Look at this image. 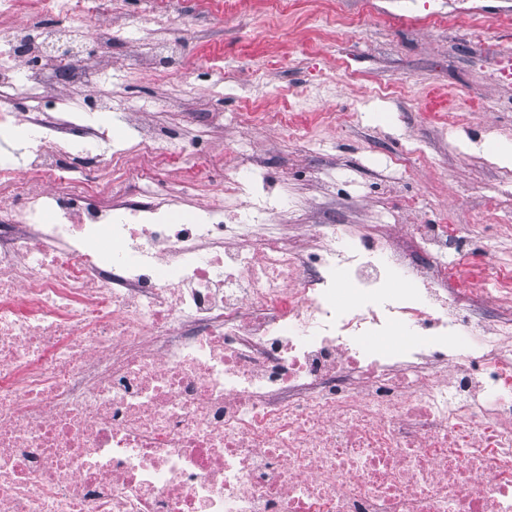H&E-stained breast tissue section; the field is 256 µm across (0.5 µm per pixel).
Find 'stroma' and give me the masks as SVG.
<instances>
[{
  "label": "stroma",
  "instance_id": "stroma-1",
  "mask_svg": "<svg viewBox=\"0 0 512 512\" xmlns=\"http://www.w3.org/2000/svg\"><path fill=\"white\" fill-rule=\"evenodd\" d=\"M95 28L120 34L110 52L86 42L83 66L113 141L122 130L166 127L210 164V182L186 187L183 166L165 154L131 155L126 171L160 192L180 189L179 211L197 213L249 156L253 180L273 197L299 202L287 232L309 248L304 225L328 201L340 224H382L402 237L419 221L452 224L445 263L468 260V276L512 225L501 182L512 167L488 143L512 146V0H88ZM187 41L182 61L149 68L155 44ZM220 112L219 125L206 123ZM269 112L303 129L247 125Z\"/></svg>",
  "mask_w": 512,
  "mask_h": 512
}]
</instances>
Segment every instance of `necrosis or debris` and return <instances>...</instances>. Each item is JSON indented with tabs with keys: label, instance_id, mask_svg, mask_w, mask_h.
Returning <instances> with one entry per match:
<instances>
[{
	"label": "necrosis or debris",
	"instance_id": "4bbe7bcc",
	"mask_svg": "<svg viewBox=\"0 0 512 512\" xmlns=\"http://www.w3.org/2000/svg\"><path fill=\"white\" fill-rule=\"evenodd\" d=\"M54 3L0 39V512H512V316L472 317L512 259L460 283L437 224L302 254L247 165L176 223L92 126L112 103L19 115L48 73L89 95L81 61L25 64L91 29Z\"/></svg>",
	"mask_w": 512,
	"mask_h": 512
}]
</instances>
